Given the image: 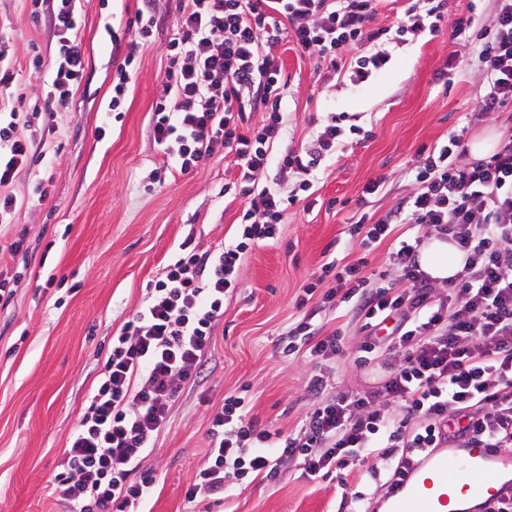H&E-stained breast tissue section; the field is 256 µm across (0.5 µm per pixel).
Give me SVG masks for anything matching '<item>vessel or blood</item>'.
Here are the masks:
<instances>
[{"label":"vessel or blood","mask_w":512,"mask_h":512,"mask_svg":"<svg viewBox=\"0 0 512 512\" xmlns=\"http://www.w3.org/2000/svg\"><path fill=\"white\" fill-rule=\"evenodd\" d=\"M495 452L484 445H466L452 463H434L408 475L393 494L391 512H462L468 500L492 503L512 494V486L493 485L485 467Z\"/></svg>","instance_id":"1"}]
</instances>
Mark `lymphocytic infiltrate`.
Returning <instances> with one entry per match:
<instances>
[{
    "mask_svg": "<svg viewBox=\"0 0 512 512\" xmlns=\"http://www.w3.org/2000/svg\"><path fill=\"white\" fill-rule=\"evenodd\" d=\"M381 0H175L165 93L151 113L155 142L164 146L172 170L192 171L223 148L239 169L224 192L245 200L234 239L206 252L184 239L149 286L145 305L123 324L111 346L64 453L53 491L67 512H137L156 486L143 461L170 421L183 384L200 378L224 300L238 288L243 259L261 243L279 239L295 197H281L267 181L270 168L306 179L336 147L342 128L328 121L314 144L285 140L280 112L287 80L271 48L292 39L303 51L335 62L340 51L372 44L358 58L353 79L366 82L390 60L388 46L408 35L437 32L446 0L423 12L405 8L392 26L370 23ZM55 32L50 61L34 57L46 123L20 111L10 70L0 71V224L11 223L18 200L10 187L35 162V146L57 133L56 110L64 108L86 71L78 32L77 0H41ZM495 22L478 26L458 18L455 37L476 43L485 73L476 99L478 114L512 108V0H496ZM267 114L252 125V112ZM462 135L418 153L417 188L388 219H359L348 233L365 248L379 246L394 225L407 224L411 239L389 253L390 269L369 282L366 258L334 276L323 301L351 304L365 333L361 364L382 350L402 351L400 364L383 363L378 390L359 397L327 395L318 370L307 379L315 405L294 432L259 428L246 393L232 394L211 421L208 462L187 488L188 501L224 497V472L244 481H272L282 458L301 460L311 477L343 470L358 450L396 460L388 481L396 488L412 469V456L459 440L486 447H512V136L486 159L463 162ZM453 242L465 253L462 271L439 296L421 270L418 255L429 237ZM285 353L306 348L321 364L342 353V334L319 335L310 317L283 333ZM396 405L385 416L382 402Z\"/></svg>",
    "mask_w": 512,
    "mask_h": 512,
    "instance_id": "obj_1",
    "label": "lymphocytic infiltrate"
}]
</instances>
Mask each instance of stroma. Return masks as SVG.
<instances>
[{
	"instance_id": "1",
	"label": "stroma",
	"mask_w": 512,
	"mask_h": 512,
	"mask_svg": "<svg viewBox=\"0 0 512 512\" xmlns=\"http://www.w3.org/2000/svg\"><path fill=\"white\" fill-rule=\"evenodd\" d=\"M447 3L437 33L392 45L389 64L363 84L352 81L349 69L329 72L292 41L273 47L288 80L282 120L289 140L310 144L332 112L344 132L311 174L308 198L286 212L279 240L253 247L240 265V286L224 302L204 372L182 386L144 461L157 475L149 512H348L357 474L367 469L376 473L371 512L384 502L395 463L363 452L339 476H307L292 458L281 461L270 483L248 485L226 471L218 504L187 502L185 491L207 462L211 419L225 396L248 389L260 427L285 433L312 407L309 355L283 354L280 344L303 315L298 295L310 284L320 293L332 286L324 273L330 262L342 266L364 256L367 276L378 278L389 268L390 244L410 236L406 225H396L389 243L368 252L350 237V220L383 218L408 199L420 148L441 146L453 132L466 143L487 138L496 147L512 133V112L475 114L482 64L475 48L457 49L453 36L461 16L491 24L496 2ZM78 7L88 59L82 85L57 113L60 131L39 146L37 166L11 185L20 207L12 223L0 225V240L21 235L27 246L0 259L16 275L11 299L0 303V512H65L52 480L87 411L112 336L144 305L148 283L185 237L202 250L220 247L243 206L224 195L225 182L237 173L232 157L219 149L195 171L170 174L168 156L150 133L173 32L168 0L158 4L159 34L139 47L120 118L106 123L103 109L135 38L129 23L139 2L80 0ZM33 9L31 0H0V29L14 39L5 62L30 82L33 57L50 58L56 46ZM456 49L462 62L439 83L435 74ZM39 176L48 178L50 190L41 202L31 197ZM376 179L378 193L363 196ZM318 319L344 334L329 393L376 390L379 370L356 361L364 335L349 306L323 308Z\"/></svg>"
}]
</instances>
